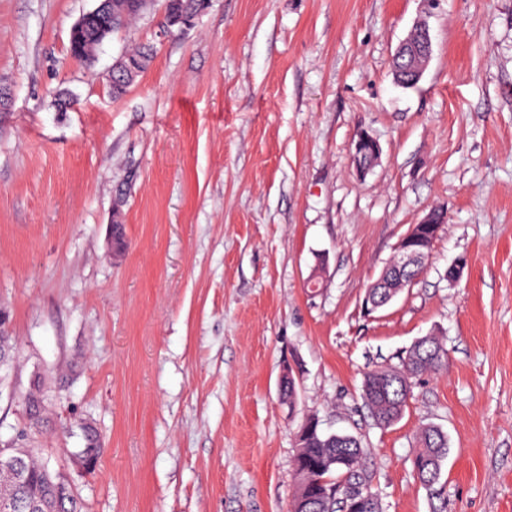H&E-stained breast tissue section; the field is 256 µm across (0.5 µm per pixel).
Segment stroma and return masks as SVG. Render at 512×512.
<instances>
[{
	"label": "stroma",
	"instance_id": "stroma-1",
	"mask_svg": "<svg viewBox=\"0 0 512 512\" xmlns=\"http://www.w3.org/2000/svg\"><path fill=\"white\" fill-rule=\"evenodd\" d=\"M96 4L0 0V311L17 341L0 441L25 434L81 512H288L313 415L366 446L381 512H512V0H210L171 35L155 0L75 60L71 30ZM422 16L432 56L404 88L393 55ZM149 42L113 96L115 62ZM361 129L381 147L365 174ZM435 209L424 273L366 311ZM429 334L447 370L377 425L364 375ZM85 423L106 443L92 471L75 457ZM428 424L449 444L430 489L411 466ZM155 49L151 45H140L127 50L121 55L112 70V93L116 96L123 94L126 89L147 68L153 58Z\"/></svg>",
	"mask_w": 512,
	"mask_h": 512
}]
</instances>
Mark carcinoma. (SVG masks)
I'll use <instances>...</instances> for the list:
<instances>
[{
  "label": "carcinoma",
  "mask_w": 512,
  "mask_h": 512,
  "mask_svg": "<svg viewBox=\"0 0 512 512\" xmlns=\"http://www.w3.org/2000/svg\"><path fill=\"white\" fill-rule=\"evenodd\" d=\"M153 0H110L100 14L107 31L100 30L97 21L70 34V54L74 58L90 56L98 49L107 35L126 27L141 15ZM205 5L198 0H164L162 29L167 33L181 31L184 21L196 16ZM155 49L140 45L121 55L112 70V93L119 96L147 68ZM13 337L0 331V372L13 362ZM448 354L436 336H424L416 342L401 361V365L378 368L367 373L362 383V397L376 422L388 427L398 421L408 405L414 380L428 372L447 368ZM31 417L38 421L44 410V396L40 389H31L26 396ZM84 447L78 456L100 459L105 444L90 426L83 429ZM413 472L421 485L431 487L441 476V466L448 455V436L435 425L422 427L415 435ZM366 448L361 440L347 433L325 435L314 432L304 441L302 465L309 470V479L318 481L329 478L336 481L337 501L322 503L316 512H341L343 500L353 490L363 489V507L360 512H379L377 499L366 491L367 476L361 462ZM24 477L17 480L12 468L0 462V502L14 504L12 512H32L30 505H41V512H78L76 501L68 486L60 481L57 473L44 464V460L31 449L21 455Z\"/></svg>",
  "instance_id": "cac0c4a2"
}]
</instances>
